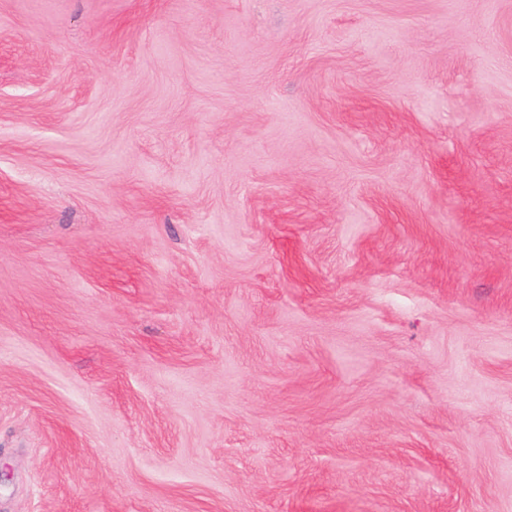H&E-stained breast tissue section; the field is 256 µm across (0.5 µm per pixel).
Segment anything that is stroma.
<instances>
[{
	"instance_id": "1",
	"label": "stroma",
	"mask_w": 512,
	"mask_h": 512,
	"mask_svg": "<svg viewBox=\"0 0 512 512\" xmlns=\"http://www.w3.org/2000/svg\"><path fill=\"white\" fill-rule=\"evenodd\" d=\"M0 512H512V0H0Z\"/></svg>"
}]
</instances>
